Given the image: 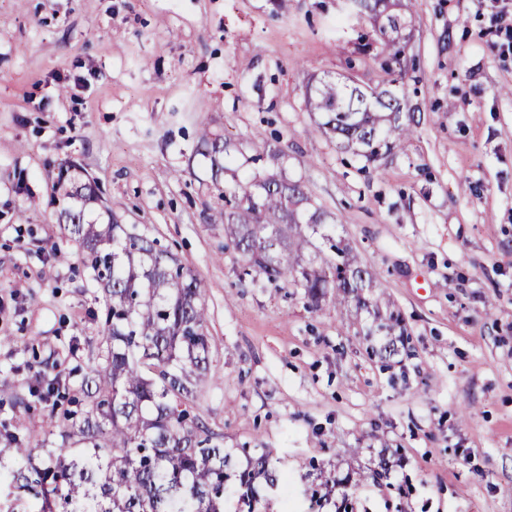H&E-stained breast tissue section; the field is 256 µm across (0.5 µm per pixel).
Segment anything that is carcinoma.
I'll use <instances>...</instances> for the list:
<instances>
[{"mask_svg": "<svg viewBox=\"0 0 512 512\" xmlns=\"http://www.w3.org/2000/svg\"><path fill=\"white\" fill-rule=\"evenodd\" d=\"M353 2L360 18L370 22L392 79L372 93L324 81L306 99L310 111L325 115L315 132L339 139L371 162L403 148L415 132L413 116L400 121L397 90L405 77L402 32L411 16L395 11L397 0ZM199 143L215 174L226 169L221 139L204 131ZM58 194V223L79 242L83 266L104 298L101 363L84 376L83 399L64 413L62 437L71 447L48 448L37 463L29 444L6 426L0 431L22 461L9 474L28 502L26 512H226L231 480L246 512H261L256 485L272 489L279 480L272 451L264 449L247 459L245 469L233 471L230 455L210 445L208 432L187 409L210 369L204 282L157 240L126 228L112 213L105 222L88 218L104 208L95 182L66 174ZM224 199L230 209L219 217L247 274L301 289L312 311L328 302L379 308L382 298L366 295L374 274L333 238L323 236L331 254L302 263V249L314 243L298 217L309 205L301 185L255 177L224 190ZM375 315L368 335L404 331L399 312ZM64 398L66 386L51 380L14 406L26 412L33 399Z\"/></svg>", "mask_w": 512, "mask_h": 512, "instance_id": "cac0c4a2", "label": "carcinoma"}]
</instances>
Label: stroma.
<instances>
[{
  "label": "stroma",
  "instance_id": "obj_1",
  "mask_svg": "<svg viewBox=\"0 0 512 512\" xmlns=\"http://www.w3.org/2000/svg\"><path fill=\"white\" fill-rule=\"evenodd\" d=\"M399 94L418 120L374 163L312 134L309 87L386 86L350 0H0V424L34 456L60 418L13 408L99 363L102 295L57 222L60 169L94 180L207 286L210 371L189 408L233 455L271 449L269 512H512V49L491 0H419ZM208 128L229 172L199 152ZM274 173L377 275L408 342L372 314L307 309L225 249L224 190Z\"/></svg>",
  "mask_w": 512,
  "mask_h": 512
}]
</instances>
